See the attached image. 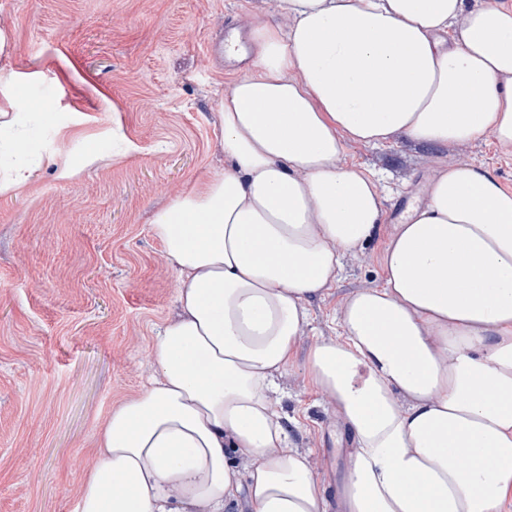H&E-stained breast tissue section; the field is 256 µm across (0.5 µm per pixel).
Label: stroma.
<instances>
[{
    "label": "stroma",
    "instance_id": "stroma-1",
    "mask_svg": "<svg viewBox=\"0 0 512 512\" xmlns=\"http://www.w3.org/2000/svg\"><path fill=\"white\" fill-rule=\"evenodd\" d=\"M274 0H0L14 49L0 96L54 114L29 144L36 176L0 195V512H74L100 425L137 394L157 327L179 286L153 213L223 172L218 102L240 75L220 55L227 31L256 25ZM136 152L120 154L121 141ZM102 164L82 168L88 153ZM78 177L58 174L59 163ZM338 165L374 179L383 213L409 215L457 164L484 166L512 191V146L492 135L427 148L397 133L383 145L342 139ZM396 232L385 218L345 253L336 282L308 303L309 324L276 376L287 449L307 456L336 512L350 436L307 370L312 347L339 340L349 298L381 286Z\"/></svg>",
    "mask_w": 512,
    "mask_h": 512
}]
</instances>
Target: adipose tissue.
<instances>
[{
	"label": "adipose tissue",
	"instance_id": "1",
	"mask_svg": "<svg viewBox=\"0 0 512 512\" xmlns=\"http://www.w3.org/2000/svg\"><path fill=\"white\" fill-rule=\"evenodd\" d=\"M226 44L249 68L219 101L230 169L158 210L179 288L153 373L102 423L75 512H326L286 452L274 378L381 222L374 181L337 164L340 136L378 146L492 134L512 145V9L468 0H276ZM381 287L355 294L343 338L308 371L354 442L344 512H502L512 497V192L449 168L399 226ZM408 406H401V399ZM250 462L238 483L228 460Z\"/></svg>",
	"mask_w": 512,
	"mask_h": 512
}]
</instances>
